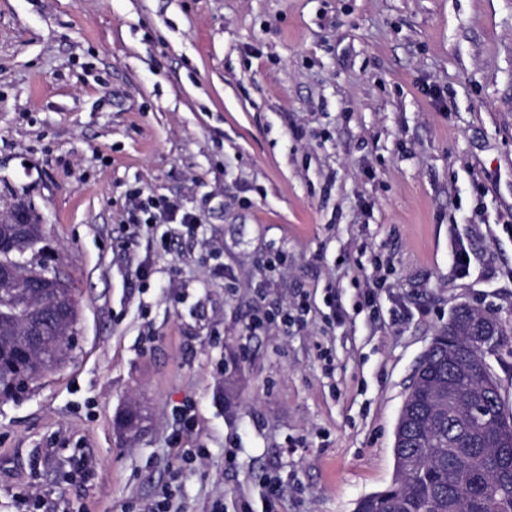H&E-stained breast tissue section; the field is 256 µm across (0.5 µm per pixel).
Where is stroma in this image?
<instances>
[{
    "label": "stroma",
    "mask_w": 512,
    "mask_h": 512,
    "mask_svg": "<svg viewBox=\"0 0 512 512\" xmlns=\"http://www.w3.org/2000/svg\"><path fill=\"white\" fill-rule=\"evenodd\" d=\"M136 188L201 229L131 237ZM19 202L79 320L71 360L0 402V512H137L167 484L182 512H261L270 476L278 512H355L452 312L512 323V0H0V211ZM300 294L305 322L248 331Z\"/></svg>",
    "instance_id": "35a3bbf8"
}]
</instances>
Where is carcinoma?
I'll return each mask as SVG.
<instances>
[{"instance_id": "cac0c4a2", "label": "carcinoma", "mask_w": 512, "mask_h": 512, "mask_svg": "<svg viewBox=\"0 0 512 512\" xmlns=\"http://www.w3.org/2000/svg\"><path fill=\"white\" fill-rule=\"evenodd\" d=\"M13 236L0 231V277L11 275ZM48 300L24 282L0 293V399L15 395L7 385L26 388L59 369L74 344L65 340L47 302L79 310L74 288L55 276ZM480 315L457 309L433 336L415 371L395 428L394 477L385 489L361 497L355 512H512V417L501 392L487 388L484 373L461 360L478 349ZM43 327L40 344L28 350L19 370L15 351L24 347L20 321Z\"/></svg>"}]
</instances>
